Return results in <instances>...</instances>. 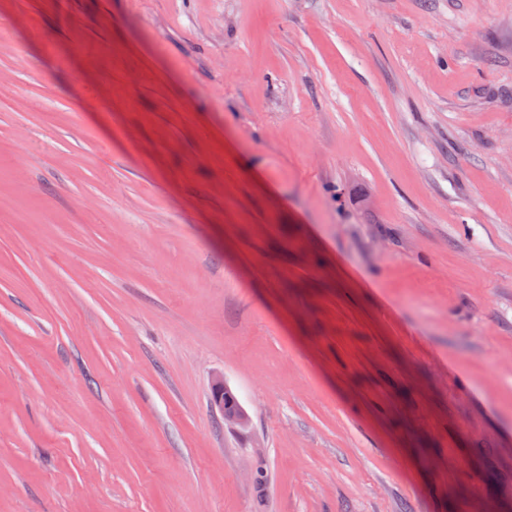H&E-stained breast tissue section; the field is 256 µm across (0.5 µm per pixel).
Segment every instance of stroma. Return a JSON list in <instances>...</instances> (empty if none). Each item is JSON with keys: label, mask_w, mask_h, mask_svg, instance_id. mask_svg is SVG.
<instances>
[{"label": "stroma", "mask_w": 512, "mask_h": 512, "mask_svg": "<svg viewBox=\"0 0 512 512\" xmlns=\"http://www.w3.org/2000/svg\"><path fill=\"white\" fill-rule=\"evenodd\" d=\"M0 512H512V0H0ZM214 390L215 395L213 404L224 418V424L229 427L246 428L249 425V421L245 414H227L224 412V409L232 411L238 408V404L234 400V398H236L235 395L231 391L230 396H227L226 393L224 395V386L220 383L215 384Z\"/></svg>", "instance_id": "35a3bbf8"}]
</instances>
